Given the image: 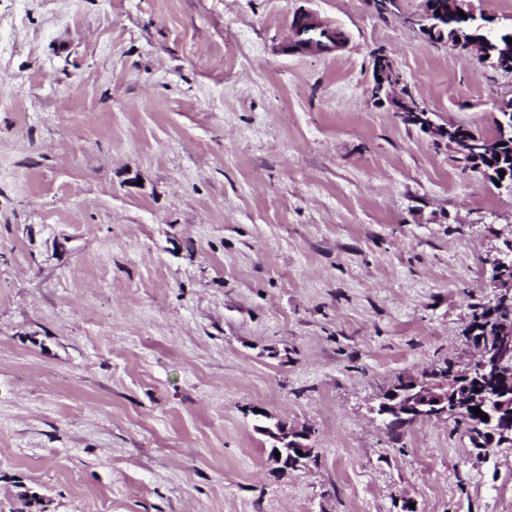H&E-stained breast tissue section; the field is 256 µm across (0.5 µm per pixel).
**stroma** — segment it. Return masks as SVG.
<instances>
[{"label": "stroma", "instance_id": "obj_1", "mask_svg": "<svg viewBox=\"0 0 512 512\" xmlns=\"http://www.w3.org/2000/svg\"><path fill=\"white\" fill-rule=\"evenodd\" d=\"M423 0H0V512H512V443L392 437L399 377L473 356L512 194V75L427 40ZM340 35L288 49L296 19ZM309 431L279 473L253 408ZM378 76H381L382 81H378ZM397 82L398 76L395 73L391 59L384 54L378 55L375 62L374 95L390 97ZM396 112H399L400 117L407 123L417 124L425 129L434 128V123L428 117V111L418 107L413 102L409 103L403 98H396ZM498 112H500L502 118H498L500 125L506 129L505 121L512 124V99H504L498 103ZM494 118V130L491 134L479 136L469 129V134L465 128L461 125L448 126L452 133H448L449 136H454L457 146L461 151L468 153L467 159L472 162L471 171H478L485 175L486 171H491L498 179L500 188L512 193V180L507 176H504L502 180H499L500 170H504L505 173H509L512 177V132L509 134L507 131V137L505 138L501 127ZM471 136V137H470ZM475 138L476 140L472 139ZM468 140L473 144L468 143ZM472 158H471V157ZM500 156V159H497ZM479 160L480 162H477ZM482 166L483 171L476 170V167ZM493 174L488 175L489 180L498 189L496 182L494 181Z\"/></svg>", "mask_w": 512, "mask_h": 512}]
</instances>
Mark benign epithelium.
<instances>
[{
	"instance_id": "7a95c632",
	"label": "benign epithelium",
	"mask_w": 512,
	"mask_h": 512,
	"mask_svg": "<svg viewBox=\"0 0 512 512\" xmlns=\"http://www.w3.org/2000/svg\"><path fill=\"white\" fill-rule=\"evenodd\" d=\"M454 5L452 0H425V11L416 19V24L429 37H437L439 17L446 16V6ZM375 76L381 77L374 83L373 93L376 96L392 95L398 82L391 59L382 54L375 62ZM397 112L403 121L417 124L425 129L434 127L428 117V111L409 103L402 98L395 99ZM495 267L494 288L495 297H512V252L503 250L492 259ZM475 350V358L467 364H451L447 369L436 366L422 372L418 376L402 379L399 389L385 391L379 397L377 412L403 415L408 413L415 418H443L452 413L479 406L481 412L490 408L501 415L512 409V372L506 370V360L485 344L484 337L469 340ZM492 374L501 379L498 388H485L475 391L469 386L473 380ZM301 433L294 429H284L276 435V440L284 445H290L306 455L310 449L298 443Z\"/></svg>"
}]
</instances>
